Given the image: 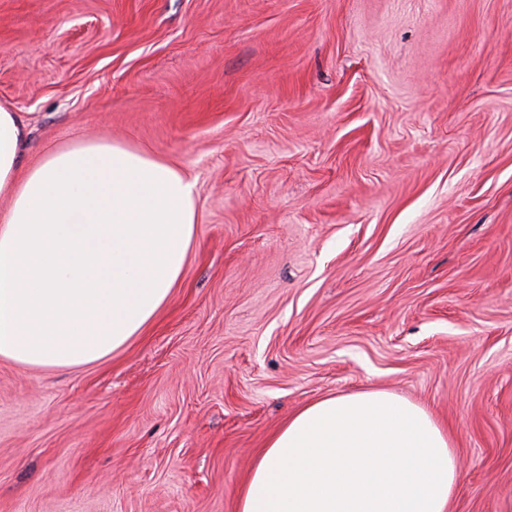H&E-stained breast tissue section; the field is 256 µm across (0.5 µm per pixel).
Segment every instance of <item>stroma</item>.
Listing matches in <instances>:
<instances>
[{
    "label": "stroma",
    "mask_w": 512,
    "mask_h": 512,
    "mask_svg": "<svg viewBox=\"0 0 512 512\" xmlns=\"http://www.w3.org/2000/svg\"><path fill=\"white\" fill-rule=\"evenodd\" d=\"M21 162L81 138L199 188L123 349L0 357V512H236L310 402L448 430L452 512H512V0H0Z\"/></svg>",
    "instance_id": "1"
}]
</instances>
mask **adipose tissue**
<instances>
[{
    "label": "adipose tissue",
    "mask_w": 512,
    "mask_h": 512,
    "mask_svg": "<svg viewBox=\"0 0 512 512\" xmlns=\"http://www.w3.org/2000/svg\"><path fill=\"white\" fill-rule=\"evenodd\" d=\"M27 129L0 106V357L68 368L124 348L182 276L196 183L129 146L84 139L18 169ZM461 480L448 433L382 390L339 393L268 440L237 512H448Z\"/></svg>",
    "instance_id": "adipose-tissue-1"
}]
</instances>
